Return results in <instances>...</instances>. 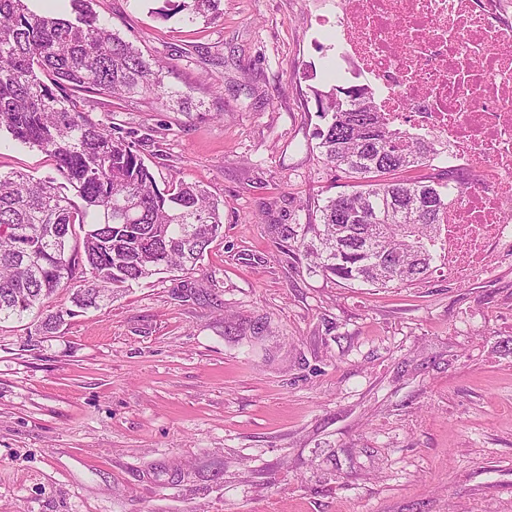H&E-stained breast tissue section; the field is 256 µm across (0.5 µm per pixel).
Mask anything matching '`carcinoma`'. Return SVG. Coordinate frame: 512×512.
I'll return each instance as SVG.
<instances>
[{"label": "carcinoma", "mask_w": 512, "mask_h": 512, "mask_svg": "<svg viewBox=\"0 0 512 512\" xmlns=\"http://www.w3.org/2000/svg\"><path fill=\"white\" fill-rule=\"evenodd\" d=\"M28 2L0 0V131L53 157L63 182L0 173V321L20 320L62 285H78L75 309L37 325L49 333L156 274L194 269L221 235L223 213L196 184L158 185L143 142L115 135L108 114L92 120L79 100L142 96L168 107L189 97L168 90L162 70L100 22L90 0L48 15ZM220 2L180 0L176 9L212 20ZM316 100L319 148L352 191L328 199L321 223L304 225L305 233L288 224L271 232L326 277L372 288L424 279L439 260L442 214L465 182L407 172L429 166L448 139L393 128L365 88L318 92Z\"/></svg>", "instance_id": "1"}]
</instances>
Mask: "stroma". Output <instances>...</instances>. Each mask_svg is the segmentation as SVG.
<instances>
[{"label": "stroma", "instance_id": "35a3bbf8", "mask_svg": "<svg viewBox=\"0 0 512 512\" xmlns=\"http://www.w3.org/2000/svg\"><path fill=\"white\" fill-rule=\"evenodd\" d=\"M162 61L187 111L89 96L157 141V180L197 183L224 233L165 273L37 332L0 323V512H512V265L402 288L309 272L274 224L344 192L315 137L336 87V0H92ZM56 176L0 132V172ZM260 318L249 341L229 322ZM220 2L221 0H181L180 3L176 5V10L182 11L190 8L192 11V19L193 16H201L212 20L217 18L219 14Z\"/></svg>", "mask_w": 512, "mask_h": 512}]
</instances>
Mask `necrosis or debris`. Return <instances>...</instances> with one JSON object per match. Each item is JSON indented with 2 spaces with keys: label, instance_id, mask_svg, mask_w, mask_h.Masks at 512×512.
Returning a JSON list of instances; mask_svg holds the SVG:
<instances>
[{
  "label": "necrosis or debris",
  "instance_id": "necrosis-or-debris-1",
  "mask_svg": "<svg viewBox=\"0 0 512 512\" xmlns=\"http://www.w3.org/2000/svg\"><path fill=\"white\" fill-rule=\"evenodd\" d=\"M336 72L387 121L448 139L470 186L448 204L440 263L460 284L512 263V10L499 0H336Z\"/></svg>",
  "mask_w": 512,
  "mask_h": 512
}]
</instances>
